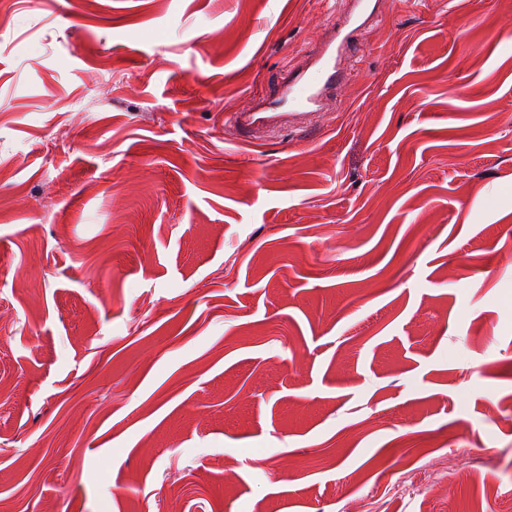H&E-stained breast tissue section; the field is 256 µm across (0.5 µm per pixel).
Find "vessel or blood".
<instances>
[{
	"mask_svg": "<svg viewBox=\"0 0 512 512\" xmlns=\"http://www.w3.org/2000/svg\"><path fill=\"white\" fill-rule=\"evenodd\" d=\"M376 10L373 0H352L349 12L325 30L305 63L289 71L275 91L255 99L248 111L232 114V127L249 132L334 111L337 90L347 75L342 60L351 55L358 33L365 31Z\"/></svg>",
	"mask_w": 512,
	"mask_h": 512,
	"instance_id": "obj_1",
	"label": "vessel or blood"
}]
</instances>
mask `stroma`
<instances>
[{
  "label": "stroma",
  "mask_w": 512,
  "mask_h": 512,
  "mask_svg": "<svg viewBox=\"0 0 512 512\" xmlns=\"http://www.w3.org/2000/svg\"><path fill=\"white\" fill-rule=\"evenodd\" d=\"M0 0V512H512V0ZM378 0H352L351 9L336 27L325 29L305 63L299 65L272 93L255 99L246 112L231 114L228 122L239 132L288 125L295 119H310L318 112L335 110L338 88L346 81V56L352 57L358 33L376 15Z\"/></svg>",
  "instance_id": "obj_1"
}]
</instances>
